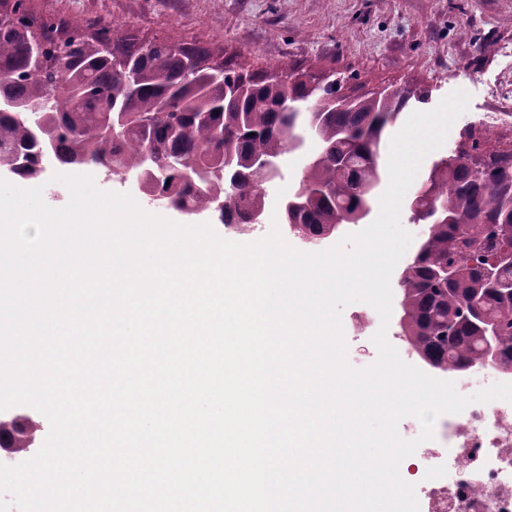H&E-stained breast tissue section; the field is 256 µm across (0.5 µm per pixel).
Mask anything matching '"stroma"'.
<instances>
[{"mask_svg":"<svg viewBox=\"0 0 512 512\" xmlns=\"http://www.w3.org/2000/svg\"><path fill=\"white\" fill-rule=\"evenodd\" d=\"M31 7L40 20L115 21L145 39L220 46L233 67L288 62L352 74L369 87L410 83L428 94L426 103H411L414 112L467 92V110L425 156L424 173L471 126L491 128V146L512 147V0H31ZM314 152L309 140L284 155L280 176L265 186L266 212ZM1 421L28 428L26 449L9 451L20 462L39 451L49 431L48 420L25 405L0 412Z\"/></svg>","mask_w":512,"mask_h":512,"instance_id":"35a3bbf8","label":"stroma"}]
</instances>
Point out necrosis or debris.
I'll return each mask as SVG.
<instances>
[{
    "mask_svg": "<svg viewBox=\"0 0 512 512\" xmlns=\"http://www.w3.org/2000/svg\"><path fill=\"white\" fill-rule=\"evenodd\" d=\"M441 444L420 483L424 512H512V403L493 400L439 417Z\"/></svg>",
    "mask_w": 512,
    "mask_h": 512,
    "instance_id": "1",
    "label": "necrosis or debris"
}]
</instances>
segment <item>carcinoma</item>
I'll return each instance as SVG.
<instances>
[{"label":"carcinoma","instance_id":"1","mask_svg":"<svg viewBox=\"0 0 512 512\" xmlns=\"http://www.w3.org/2000/svg\"><path fill=\"white\" fill-rule=\"evenodd\" d=\"M28 0H0V171L42 176L44 156L61 167H100L133 178L187 213L264 211L275 177L252 160L275 162L314 130L319 149L288 191L282 223L306 243L324 241L347 217L370 216L383 179L384 136L422 90H346L348 78L318 80L288 63L233 68L224 48L143 40L122 24L74 18L38 22ZM41 40L45 69L32 75L28 47ZM109 50H104V47ZM196 69L187 71L184 59ZM224 85L211 82L214 68ZM46 104L37 112L25 107ZM219 114H214V111ZM409 220L427 235L399 276L401 335L438 370L469 368L485 342L512 363V149L488 147L471 130L431 164L406 196ZM27 430L0 423L18 446Z\"/></svg>","mask_w":512,"mask_h":512}]
</instances>
